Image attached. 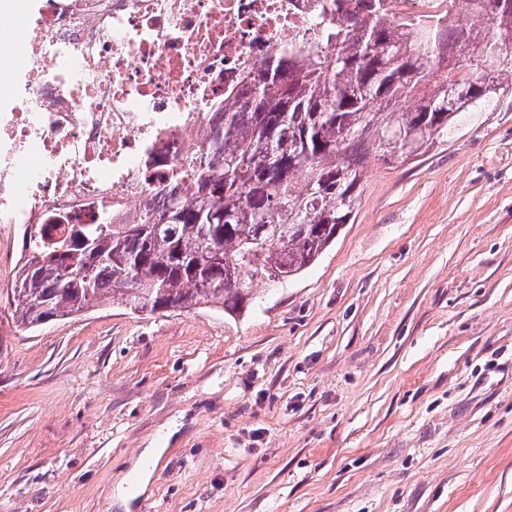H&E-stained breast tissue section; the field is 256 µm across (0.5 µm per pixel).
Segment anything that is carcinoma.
Returning a JSON list of instances; mask_svg holds the SVG:
<instances>
[{
	"label": "carcinoma",
	"mask_w": 512,
	"mask_h": 512,
	"mask_svg": "<svg viewBox=\"0 0 512 512\" xmlns=\"http://www.w3.org/2000/svg\"><path fill=\"white\" fill-rule=\"evenodd\" d=\"M323 40L264 61L224 102L191 174L135 224H37L11 306L34 330L106 302L141 313L242 311L259 284L311 265L350 223L369 150L407 159L512 87V0H461L482 28L394 18L384 0H334ZM271 238L257 254L258 235Z\"/></svg>",
	"instance_id": "1"
}]
</instances>
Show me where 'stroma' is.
<instances>
[{
	"instance_id": "obj_1",
	"label": "stroma",
	"mask_w": 512,
	"mask_h": 512,
	"mask_svg": "<svg viewBox=\"0 0 512 512\" xmlns=\"http://www.w3.org/2000/svg\"><path fill=\"white\" fill-rule=\"evenodd\" d=\"M0 242V512H512V89L368 155L351 223L240 315L21 331Z\"/></svg>"
}]
</instances>
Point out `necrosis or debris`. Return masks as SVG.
Instances as JSON below:
<instances>
[{
	"label": "necrosis or debris",
	"instance_id": "obj_1",
	"mask_svg": "<svg viewBox=\"0 0 512 512\" xmlns=\"http://www.w3.org/2000/svg\"><path fill=\"white\" fill-rule=\"evenodd\" d=\"M392 13L463 23L453 0ZM318 0H50L11 29L28 69L0 107V238L14 226L136 223L153 187L199 156L224 92L267 57L322 40ZM29 165L25 187L17 171Z\"/></svg>",
	"mask_w": 512,
	"mask_h": 512
}]
</instances>
